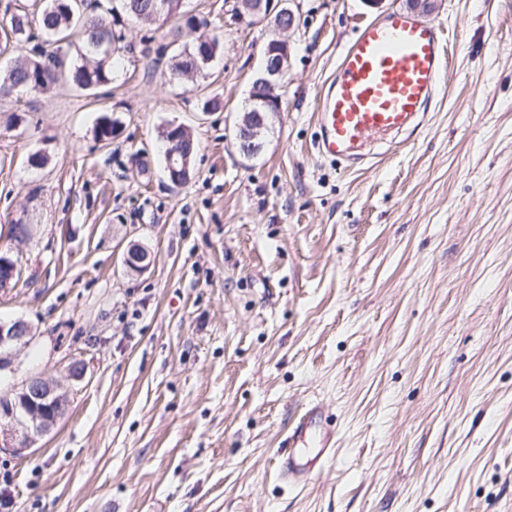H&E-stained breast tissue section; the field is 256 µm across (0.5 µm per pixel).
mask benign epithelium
I'll return each mask as SVG.
<instances>
[{"instance_id":"7a95c632","label":"benign epithelium","mask_w":512,"mask_h":512,"mask_svg":"<svg viewBox=\"0 0 512 512\" xmlns=\"http://www.w3.org/2000/svg\"><path fill=\"white\" fill-rule=\"evenodd\" d=\"M235 24L253 26L265 24L272 31L261 49L263 69L253 81L249 95L256 107L244 113L238 124V139L243 151L260 139L266 129V116L279 112L281 99L274 94L276 82L288 70L290 45L284 38L294 25V12L288 0H239L231 16ZM168 131L177 135L168 139L167 164L172 170L178 168L183 177H188V158L179 147L180 134L188 133L182 125H167ZM149 254L141 245L133 243L124 253V265L138 271L148 265ZM21 262L10 253L0 258V288H10L22 276ZM33 338L31 325L16 319L9 323L0 322V371L12 366L16 350L30 343ZM67 410V397L60 392V386L44 375L31 376L13 394V398L0 404V451L10 450L21 454L28 450L36 438L48 433Z\"/></svg>"}]
</instances>
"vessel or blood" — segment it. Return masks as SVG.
Listing matches in <instances>:
<instances>
[{"instance_id": "b4317fda", "label": "vessel or blood", "mask_w": 512, "mask_h": 512, "mask_svg": "<svg viewBox=\"0 0 512 512\" xmlns=\"http://www.w3.org/2000/svg\"><path fill=\"white\" fill-rule=\"evenodd\" d=\"M451 63L438 22L393 10L362 26L321 89L315 142L322 157L345 170L372 168L360 153L374 135L412 138L426 124ZM336 456V427L320 403L308 404L279 450L278 473L306 486Z\"/></svg>"}]
</instances>
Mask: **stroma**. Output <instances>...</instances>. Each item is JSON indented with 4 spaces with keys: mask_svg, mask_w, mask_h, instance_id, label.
<instances>
[{
    "mask_svg": "<svg viewBox=\"0 0 512 512\" xmlns=\"http://www.w3.org/2000/svg\"><path fill=\"white\" fill-rule=\"evenodd\" d=\"M233 5L184 0L220 37L198 77L164 72L193 32L135 24L111 84L0 102V246L24 265L0 322L33 331L0 394L41 372L68 400L0 454L8 512H512V0H439L446 86L414 143L364 145L396 150L373 171L317 154L319 91L407 0H291L283 110L250 155L237 123L269 33L228 24ZM172 122L198 145L179 186ZM312 402L336 457L295 488L276 454ZM169 132L176 130L177 134L175 136H172L168 139L169 142V148L167 151L168 157L166 162V150L164 151V165L174 171L176 170V167L181 166L180 172L183 173V180L182 181H176L174 184L180 185L184 182L185 178L188 177V158L184 156L182 150L179 147V141L181 140V134L185 133L186 136L189 135V131L187 128H185L182 125H174V124H168L166 125ZM164 166V168H165Z\"/></svg>",
    "mask_w": 512,
    "mask_h": 512,
    "instance_id": "obj_1",
    "label": "stroma"
}]
</instances>
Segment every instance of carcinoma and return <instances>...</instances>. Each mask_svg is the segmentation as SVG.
Masks as SVG:
<instances>
[{"instance_id":"1","label":"carcinoma","mask_w":512,"mask_h":512,"mask_svg":"<svg viewBox=\"0 0 512 512\" xmlns=\"http://www.w3.org/2000/svg\"><path fill=\"white\" fill-rule=\"evenodd\" d=\"M106 0H27L0 27L5 42L28 39L31 27H37L46 45L51 47L47 57L13 63L0 69V101L9 102L30 85L50 91L62 82L91 90L112 81V58L123 46L125 35L112 9H103ZM127 20L131 23L156 19L154 0H125ZM172 23L170 33L178 36L184 29L196 25V16L188 15L179 6L173 13L163 15Z\"/></svg>"}]
</instances>
